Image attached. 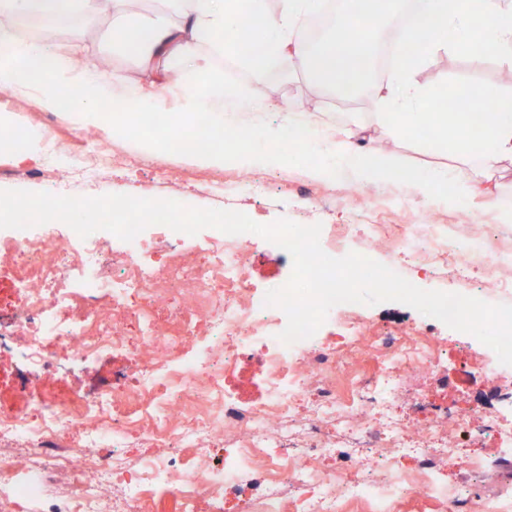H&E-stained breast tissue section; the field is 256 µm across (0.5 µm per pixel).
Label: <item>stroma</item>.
Masks as SVG:
<instances>
[{"label":"stroma","instance_id":"obj_1","mask_svg":"<svg viewBox=\"0 0 512 512\" xmlns=\"http://www.w3.org/2000/svg\"><path fill=\"white\" fill-rule=\"evenodd\" d=\"M112 18L103 15L92 24L67 20L49 24L45 31L48 42L80 41L83 56L90 63L99 58L112 60V69L105 78L111 87L134 84V96L142 98V109L154 113L157 125L131 135L113 133L104 126L113 150L124 153L133 163L127 174L110 178L100 188L71 185L70 196L128 194L141 198L170 199L198 208L215 207V200L193 183L187 182L189 173L210 177L235 175L243 180H260L264 190L259 195H241L236 199L237 211L247 214L259 223H270L285 217L300 224L320 223L325 235H332L335 225L361 223L364 209H373L381 224H438L454 238L463 237L466 224H475L488 234L495 235L497 245L504 253H512V227L508 226L506 211L512 210V174L502 180L496 201L458 189L456 200L433 196H418L414 184L405 180L384 181L369 185L366 194H358L357 184L346 175L323 174L325 147L335 144L346 131L365 128L366 144L384 153H392L424 175H432L449 163L445 153L436 151L433 139L426 131L416 135H391L372 121L367 95L341 99L328 91L319 81L308 76L303 68L294 71L278 69L256 71L235 57L202 47L199 55L207 73L224 79L244 93L246 106L228 103L225 115L231 116L238 127L251 130L247 150L257 153L275 152L274 143L265 140L267 131L278 128L285 120L282 103L306 104L315 100L317 109L311 117L320 126L314 143L305 148L299 159L265 164L227 163L211 166L200 162L192 154L173 152L168 148L171 135L180 130L182 98H164L161 85L145 73L135 54L111 39ZM502 65L494 59L474 60L454 51L425 54L417 73L418 83L427 89L456 84L481 85L496 79ZM265 83L264 94H257L258 83ZM37 106L32 99L12 94L0 113L9 116L14 129L23 137L15 142H0V190H28L56 193L53 181L39 177L34 165L20 162L21 152H34L44 156L46 138L61 131L65 138L75 141L86 137L88 130L77 122L65 108L42 112L34 118ZM168 172V179H160V172ZM255 260L252 268L254 288L273 287L287 278L290 268L287 258L281 257L278 246L261 237H254ZM372 260L380 262L425 290L445 291L451 288L450 277L416 271L413 264L399 256L389 244L371 247ZM357 313L369 325L388 331L405 324L432 323L430 316L398 302H384L368 306L357 305ZM459 359L443 363L435 373L415 378L414 384L422 390L427 406L455 405L466 408L476 404H492L498 392L512 390V366H502L499 373L487 375L481 361L470 360L469 382L456 378ZM126 361L120 352L110 351L95 361L63 371L54 387L62 393L71 390L91 391L111 385L114 372L124 370ZM24 372L17 352L10 345L0 346V406L25 410L34 407L39 399L33 390L19 391L18 384ZM448 436L461 454L478 453L493 459L494 464L483 473L471 474L456 466L446 467L443 479L450 492L466 495L473 489L499 492L512 488V467L498 464L503 450L495 442L474 445L449 428Z\"/></svg>","mask_w":512,"mask_h":512}]
</instances>
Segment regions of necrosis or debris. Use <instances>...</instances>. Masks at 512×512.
<instances>
[{"mask_svg":"<svg viewBox=\"0 0 512 512\" xmlns=\"http://www.w3.org/2000/svg\"><path fill=\"white\" fill-rule=\"evenodd\" d=\"M107 153L113 168L126 167L102 136L57 137L39 173L97 186ZM357 233L389 240L422 270L455 269L462 281L512 259L493 237L462 251L438 225L380 224L370 211L362 225L337 226L332 252ZM249 244L228 234L207 247L205 262L187 264L175 249L157 266L143 259L139 236L110 250L94 233L60 241L30 227L0 238L23 287L15 314L0 318V341H18L25 369L44 383L33 411L0 409V512H28L46 496L52 512H196L201 501L224 512L230 499L240 512H340L347 502L400 512L408 497L436 501L442 512H512V490L461 497L442 483L448 462L472 473L490 465L452 452L448 423L472 442L496 438L510 448L512 422L485 405L423 420L419 403L396 402L409 374L439 366L440 339L428 330L368 331L341 303L332 343H283L284 312L251 300ZM73 270L81 286L64 287ZM178 296L187 305L158 321V304ZM130 321L141 332L136 345L123 336ZM111 348L135 362L131 382L53 390L64 363ZM219 443L217 469L209 456ZM129 448L149 454L133 459ZM406 455L414 460L407 472Z\"/></svg>","mask_w":512,"mask_h":512,"instance_id":"4bbe7bcc","label":"necrosis or debris"}]
</instances>
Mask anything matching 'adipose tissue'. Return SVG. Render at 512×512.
Segmentation results:
<instances>
[{
    "mask_svg": "<svg viewBox=\"0 0 512 512\" xmlns=\"http://www.w3.org/2000/svg\"><path fill=\"white\" fill-rule=\"evenodd\" d=\"M178 2L177 10L164 6L144 23L131 25L127 0H111L115 38L143 63L172 57L184 73L200 74L198 49L207 45L258 71L271 65L288 71L304 66L341 98L361 95L371 80L380 0H347L332 33L310 44L296 41L294 30L304 14L320 9L322 0H279L274 19L268 0ZM410 10L411 21L393 48L389 80L371 97L374 122L395 134L436 126V147L471 165L472 192L491 195L492 182L512 169V91L497 92L493 119L484 126L476 112L433 111L432 98L419 87L416 73L422 48L443 49L451 42L472 59L490 57L512 69V0H410ZM98 14L99 0H0V86L45 109L67 102L80 123H109L124 133L138 99L104 91L89 76L74 81L82 52L77 42L18 37V23L33 18L78 17L91 23ZM237 95L236 87L202 76L187 87L182 110L189 116L210 112L216 103ZM326 170L351 173L362 185L403 176L425 198L448 187L446 175L418 176L396 156L366 148L357 131L337 142Z\"/></svg>",
    "mask_w": 512,
    "mask_h": 512,
    "instance_id": "obj_1",
    "label": "adipose tissue"
}]
</instances>
